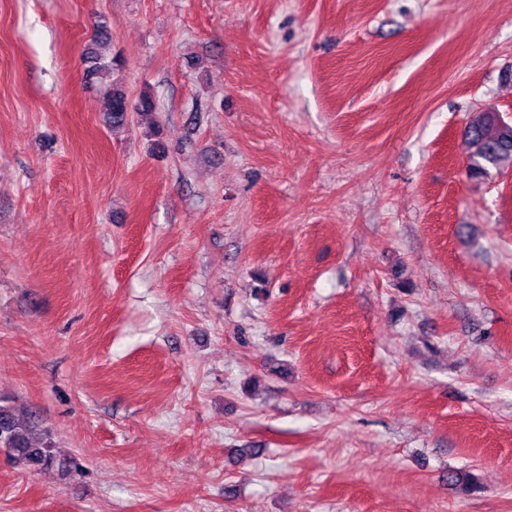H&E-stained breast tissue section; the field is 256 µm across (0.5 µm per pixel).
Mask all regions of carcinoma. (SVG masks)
Returning a JSON list of instances; mask_svg holds the SVG:
<instances>
[{
    "label": "carcinoma",
    "instance_id": "1",
    "mask_svg": "<svg viewBox=\"0 0 512 512\" xmlns=\"http://www.w3.org/2000/svg\"><path fill=\"white\" fill-rule=\"evenodd\" d=\"M107 118L114 126L126 125L133 115L146 114L154 109L147 94L130 103L126 90L112 87L105 93ZM467 175L472 180H483L492 173L502 174L512 169V130L503 127L489 116L470 119L465 141ZM0 448L15 462L31 469H56L69 477L78 471L69 458H59L53 452L49 433L38 428L29 417H22L11 400L0 397Z\"/></svg>",
    "mask_w": 512,
    "mask_h": 512
}]
</instances>
